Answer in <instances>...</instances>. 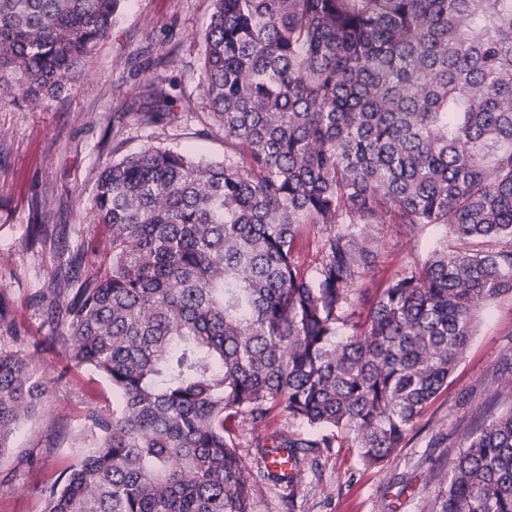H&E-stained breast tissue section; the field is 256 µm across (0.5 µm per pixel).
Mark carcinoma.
Returning <instances> with one entry per match:
<instances>
[{
	"instance_id": "1",
	"label": "carcinoma",
	"mask_w": 512,
	"mask_h": 512,
	"mask_svg": "<svg viewBox=\"0 0 512 512\" xmlns=\"http://www.w3.org/2000/svg\"><path fill=\"white\" fill-rule=\"evenodd\" d=\"M121 2L0 0V93H62ZM213 2L200 79L224 161L151 146L106 165L91 213L109 263L54 271L51 339L116 401L88 413L92 450L45 512H253L255 484L284 475L247 471L243 417L298 472L340 434L378 465L512 293V0ZM372 224L494 248H436L370 295ZM36 375L0 349V458ZM277 408L307 430L263 434ZM433 480L431 512H512V410L476 417Z\"/></svg>"
}]
</instances>
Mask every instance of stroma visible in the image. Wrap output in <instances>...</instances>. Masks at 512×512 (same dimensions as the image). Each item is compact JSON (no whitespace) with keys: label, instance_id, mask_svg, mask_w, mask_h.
Returning <instances> with one entry per match:
<instances>
[{"label":"stroma","instance_id":"stroma-1","mask_svg":"<svg viewBox=\"0 0 512 512\" xmlns=\"http://www.w3.org/2000/svg\"><path fill=\"white\" fill-rule=\"evenodd\" d=\"M212 12V0H123L70 90L35 102L0 96V297L10 305L0 348L22 351L46 381L35 415L0 459V512H44L46 487L90 451L87 410L112 409L111 386L92 370L68 369L61 346L47 341L45 323L59 252L84 246L78 276L109 258L106 231L89 213L99 173L149 146L224 159V132L208 113L200 81L201 36ZM157 80L176 119L145 126L137 113L154 106L149 84ZM187 100L195 114L184 113ZM37 222L48 224L55 247L27 242L26 227ZM371 231L384 249L378 269L361 283L370 291L450 238L442 224L425 226L409 243L397 224ZM510 384L512 295L505 294L481 313L447 387L401 448L369 468L342 439L295 485L262 484L253 512H431L438 492L432 471L449 469L474 415L512 410V400L501 396Z\"/></svg>","mask_w":512,"mask_h":512}]
</instances>
